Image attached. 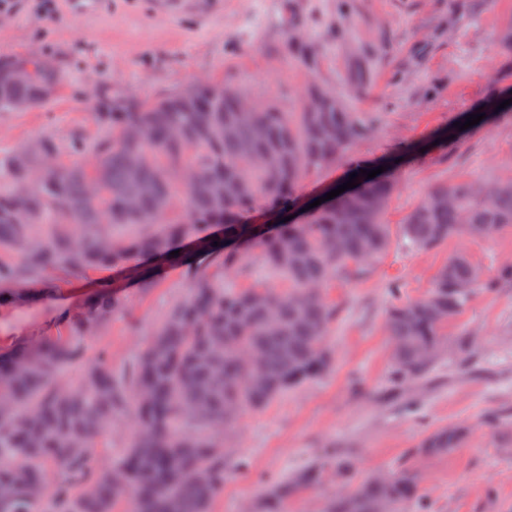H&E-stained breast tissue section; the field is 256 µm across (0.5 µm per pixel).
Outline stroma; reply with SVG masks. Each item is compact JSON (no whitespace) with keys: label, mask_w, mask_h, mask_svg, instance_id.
I'll return each instance as SVG.
<instances>
[{"label":"stroma","mask_w":512,"mask_h":512,"mask_svg":"<svg viewBox=\"0 0 512 512\" xmlns=\"http://www.w3.org/2000/svg\"><path fill=\"white\" fill-rule=\"evenodd\" d=\"M305 21L314 69L288 50L285 12ZM512 27V0H217L203 9H166L162 0H111L102 12L74 21L44 14L37 0H17L0 18V56L35 52L57 60L64 93L44 107L0 112V151L42 135L62 142L98 132L83 98L102 81L161 98L198 78L272 96L295 109L309 79L335 89L375 130L348 155L385 167L396 185L384 213L386 252L329 280L325 293L341 313L328 345L335 367L243 416L224 434L237 461L211 512H247L272 482L340 447L356 478L394 470L430 430L460 423L467 435L448 456L418 460L425 473L426 512H512V283L477 288L445 330L447 343L431 379L392 389L385 322L398 303L425 297L450 256L462 253L494 277L512 263V230L493 239L452 238L410 249L409 212L435 186L494 177L512 179V110L486 125L457 130L466 113L488 110L493 95L512 93V57L495 48ZM368 71L364 93L350 90L355 55ZM453 144H446V137ZM345 162L300 183L292 210L305 222L308 204L346 180ZM143 266L54 274L36 301L0 306V353L31 348L63 333L84 312L100 282H109L123 311L84 340L86 360L109 351L123 365L141 351L146 333L188 284L187 272L164 270L155 288L140 283ZM473 340L460 355V332Z\"/></svg>","instance_id":"obj_1"}]
</instances>
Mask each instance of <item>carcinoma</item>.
Segmentation results:
<instances>
[{
    "mask_svg": "<svg viewBox=\"0 0 512 512\" xmlns=\"http://www.w3.org/2000/svg\"><path fill=\"white\" fill-rule=\"evenodd\" d=\"M17 62L31 67L32 81H11ZM64 86L53 60L0 58V112L15 111L18 101L31 110L45 106ZM95 98L99 137L76 139L66 153L44 135L0 155V285L41 286L51 273L133 259L183 265L190 282L123 366L107 354L83 362V338L122 310L106 291L68 321L66 336L0 354V512H40L50 493L57 512H116L127 495L134 512H210L230 473L224 428L332 368L327 337L339 308L322 288L387 249L383 215L395 184L361 176L358 164L356 190L272 234L245 217L290 209L311 170L343 159L369 133L340 96L314 86L293 112L221 82L194 83L160 100L104 83ZM438 196L448 203L435 204ZM204 225L217 230L202 236ZM510 228L512 181H461L432 189L403 236L407 246L424 249ZM207 253L223 254L224 262L194 268L192 256ZM257 256L281 284L229 286ZM481 281L482 272L457 254L426 297L390 311L394 384L429 377L443 328ZM81 362L76 381L62 376ZM126 416L134 425L122 462L100 465L94 448ZM465 436L462 425L434 429L412 455L444 457ZM334 467L344 488L322 512H412L420 500L423 474L408 459L355 485L351 460L338 454ZM325 468L315 459L283 477L257 512H288V501L318 483Z\"/></svg>",
    "mask_w": 512,
    "mask_h": 512,
    "instance_id": "1",
    "label": "carcinoma"
}]
</instances>
